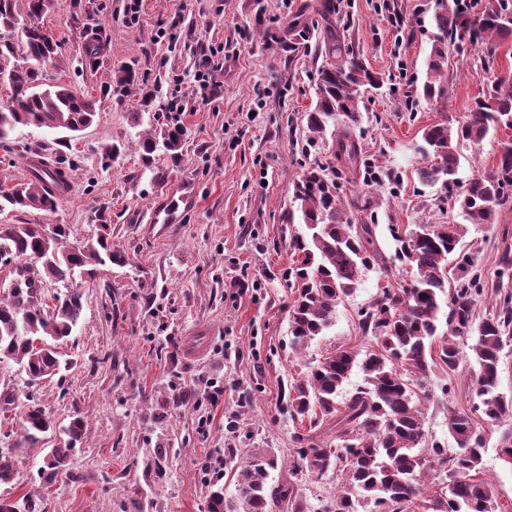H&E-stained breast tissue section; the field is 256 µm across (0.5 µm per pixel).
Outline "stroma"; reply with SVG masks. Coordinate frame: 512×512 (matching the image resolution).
I'll list each match as a JSON object with an SVG mask.
<instances>
[{"mask_svg": "<svg viewBox=\"0 0 512 512\" xmlns=\"http://www.w3.org/2000/svg\"><path fill=\"white\" fill-rule=\"evenodd\" d=\"M92 2L94 23L107 38L98 71L81 65L85 37L73 0H58L43 23L60 44L47 74L93 97L94 123L74 133L21 125L0 143V182L25 181V159L37 150L64 163L72 190L56 211L5 210L0 224H66L71 243L80 244L95 237L97 217L107 212L112 245L128 261L83 281L80 321L59 346L68 369L32 385L15 361H0V394L14 399L0 420V451L12 455L16 468L13 481L0 485V498L21 501L20 512H205L210 482L230 492L236 484L214 449L272 452L279 463L272 480L287 478L296 428L286 412L292 378L336 349L367 346L359 308L403 278L398 266L389 274L367 271L324 335L302 350L289 347V241L300 228L292 188L317 161L331 160L336 138L331 127L311 146L304 132L322 62L318 27L328 20L345 26L368 67L382 75L383 86L370 94L354 133L367 159L400 178L392 192L350 176L342 185L344 201H370L379 218L378 243L389 256L395 252L390 224L404 231L465 224L463 244L486 281L480 318L499 299L498 253L512 210L499 212L493 224H466L453 197L420 183L414 148L424 128L458 125L490 75L476 66L480 48L470 44L445 98L421 95L434 0H142L135 22L127 20L123 0ZM163 27L174 29L177 40L156 42ZM206 43L223 45L225 58L224 86L204 102L191 92ZM123 63L135 64L151 100L104 94L111 68ZM175 95L186 98V111H167ZM176 122L187 131L178 161L161 153L147 169L138 140ZM507 139L512 127L502 124L479 148L463 146L458 184L489 172ZM113 142L126 151L108 163L101 149ZM183 183L196 190L183 222L153 223L158 200ZM471 346L461 340L456 370L434 366L421 403L428 436L448 449L455 446L449 414L475 404ZM219 377L224 394L215 402L211 384ZM31 400L57 427L77 416L84 421L66 472L54 475L46 467L49 446L21 443ZM508 432L512 418L486 427L478 475L502 512H512V465L499 454Z\"/></svg>", "mask_w": 512, "mask_h": 512, "instance_id": "35a3bbf8", "label": "stroma"}]
</instances>
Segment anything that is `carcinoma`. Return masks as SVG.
I'll return each mask as SVG.
<instances>
[{
    "label": "carcinoma",
    "instance_id": "carcinoma-1",
    "mask_svg": "<svg viewBox=\"0 0 512 512\" xmlns=\"http://www.w3.org/2000/svg\"><path fill=\"white\" fill-rule=\"evenodd\" d=\"M55 0H0V66L8 67L9 105L0 107V140L18 125L79 131L96 118L95 101L64 84L46 82L44 68L58 60V43L43 25ZM436 33L431 43L423 97L441 99L447 93L448 40L469 32L458 0H435L432 16ZM482 53L477 63L495 68L501 43L512 36V0H482L476 25ZM106 42L94 31L86 32L81 64L95 70L103 63ZM323 62L316 70L315 107L305 115L309 145L324 138L327 127L339 126L334 158L357 164L359 155L353 130L359 125L365 94L383 86L347 42L339 27L329 24L320 32ZM141 76L132 66L112 70L104 91L117 97L140 91ZM512 126V78L501 76L487 93L475 100L464 120L453 128L445 123L428 126L418 154L423 166L420 181L448 188L459 167L460 146H480L490 130ZM185 136L175 125L157 138L139 141L141 159L152 166L154 153L163 148L172 160L179 158ZM66 169L40 161L27 181L0 185V211L35 209L52 211L61 199L59 183ZM336 170L318 164L294 185L304 230L291 238L289 248L298 256L289 269L295 298L289 309V345L303 348L328 329L336 307L351 296L364 272L389 269L397 260L411 270V282L384 289L358 311V326L369 339L365 351L339 348L325 357L288 388L287 409L292 420H309V429L293 437L296 448L290 469L292 480L268 484V469L277 463L272 455H255L234 461L235 495L224 487L209 490L208 512H269L270 505H285L288 512H309L296 492L297 482L308 475L322 478L334 473L343 480V491L322 512H359L362 503L371 512H407L422 493L426 473L438 468L444 486L433 499L432 512H497L486 482L477 479L483 462L485 438L481 423L494 425L512 417V399L498 392L504 337L512 335V292L499 299L496 310L474 324L477 302L483 297L482 275L472 253L462 246V224H419L400 233L389 230L398 243L394 258L377 247V215L356 224L342 209ZM459 207L472 224H493L499 210L512 206V139L500 142L499 158L492 171L465 183ZM102 233L74 250L65 249L70 227L57 224L50 231L42 224H0V261L28 262L38 258V274L59 288L48 305L38 300V290L15 289L0 299V356L15 360L32 384L58 375L67 365L57 351L58 342L71 336L83 311L78 279L94 276L98 267L122 266L127 258L112 249L108 218L99 217ZM454 261L455 281L448 287V262ZM499 280L512 278V250L504 248L497 262ZM447 331L439 333L441 325ZM476 332L472 346L476 369L472 392L477 399L473 413L448 417V430L456 442L454 452L429 438L420 406L433 366L456 369L462 355L456 339ZM364 384L343 394V385L354 368ZM479 417H474V414ZM334 421V440L318 432ZM54 422L40 404H30L22 425V441L34 447L46 443ZM65 434L68 439L51 448L49 469L66 470L70 452L82 441L84 422L77 416ZM15 462L0 452V483L13 481Z\"/></svg>",
    "mask_w": 512,
    "mask_h": 512
}]
</instances>
